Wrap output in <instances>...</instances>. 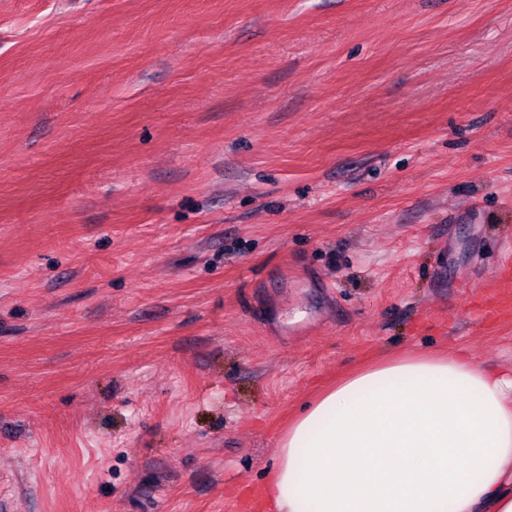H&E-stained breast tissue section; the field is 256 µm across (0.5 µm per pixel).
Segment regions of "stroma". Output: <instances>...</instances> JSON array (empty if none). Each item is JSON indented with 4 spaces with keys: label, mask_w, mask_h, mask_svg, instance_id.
I'll return each mask as SVG.
<instances>
[{
    "label": "stroma",
    "mask_w": 512,
    "mask_h": 512,
    "mask_svg": "<svg viewBox=\"0 0 512 512\" xmlns=\"http://www.w3.org/2000/svg\"><path fill=\"white\" fill-rule=\"evenodd\" d=\"M510 244L512 0H0V512H239Z\"/></svg>",
    "instance_id": "35a3bbf8"
}]
</instances>
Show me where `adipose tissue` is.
I'll return each instance as SVG.
<instances>
[{
    "label": "adipose tissue",
    "mask_w": 512,
    "mask_h": 512,
    "mask_svg": "<svg viewBox=\"0 0 512 512\" xmlns=\"http://www.w3.org/2000/svg\"><path fill=\"white\" fill-rule=\"evenodd\" d=\"M263 490L271 512H512V370L460 348L350 375L290 423Z\"/></svg>",
    "instance_id": "obj_1"
}]
</instances>
